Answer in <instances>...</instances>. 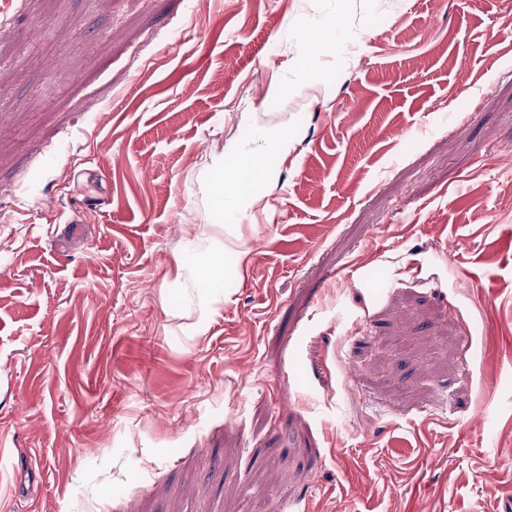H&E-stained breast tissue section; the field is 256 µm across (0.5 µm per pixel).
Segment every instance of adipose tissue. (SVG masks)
Instances as JSON below:
<instances>
[{"mask_svg":"<svg viewBox=\"0 0 512 512\" xmlns=\"http://www.w3.org/2000/svg\"><path fill=\"white\" fill-rule=\"evenodd\" d=\"M241 235L235 225H215L212 233L199 234L190 240L186 253L173 257L176 282L190 286L197 315L188 324V335H204L212 322L218 304L224 300V259L233 256L236 264H245L247 250L241 249Z\"/></svg>","mask_w":512,"mask_h":512,"instance_id":"adipose-tissue-1","label":"adipose tissue"}]
</instances>
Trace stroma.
Instances as JSON below:
<instances>
[{
    "label": "stroma",
    "instance_id": "obj_1",
    "mask_svg": "<svg viewBox=\"0 0 512 512\" xmlns=\"http://www.w3.org/2000/svg\"><path fill=\"white\" fill-rule=\"evenodd\" d=\"M83 502L512 512V6L0 0V512ZM254 137L257 144L254 155L257 157H263L268 153L286 155L292 146V142L288 138V132L284 130L259 127L256 129ZM209 235L201 232L188 242L184 254L173 256L174 279L185 286L187 294L194 300L197 315L186 328L189 336L204 335L212 322L217 305L224 301V259L231 254L237 265L243 266L249 251L240 247L241 235L234 224L213 225ZM225 228V229H224ZM224 230L226 238L224 240ZM194 257L193 261L189 256ZM222 285V288L220 286ZM188 289H191L188 292Z\"/></svg>",
    "mask_w": 512,
    "mask_h": 512
}]
</instances>
